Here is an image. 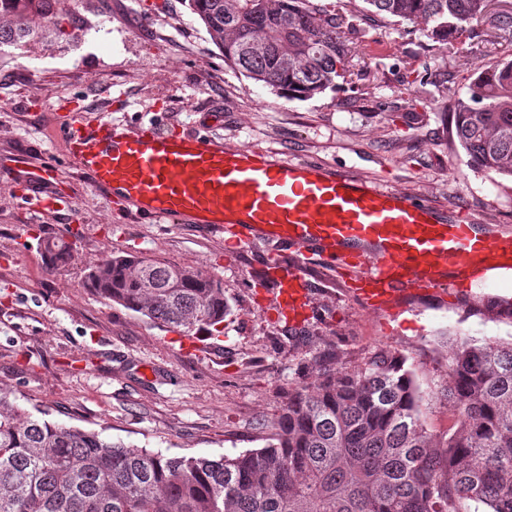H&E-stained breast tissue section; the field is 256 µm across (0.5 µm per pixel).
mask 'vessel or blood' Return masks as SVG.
<instances>
[{
	"mask_svg": "<svg viewBox=\"0 0 512 512\" xmlns=\"http://www.w3.org/2000/svg\"><path fill=\"white\" fill-rule=\"evenodd\" d=\"M63 135L93 187L127 209L227 231L238 246L265 239L282 247L272 284L287 313L305 309L304 268L320 261L349 272L357 296L380 309L512 274L511 229L487 228L463 208L443 216L348 170L229 149L155 123H71Z\"/></svg>",
	"mask_w": 512,
	"mask_h": 512,
	"instance_id": "obj_1",
	"label": "vessel or blood"
}]
</instances>
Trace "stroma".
Here are the masks:
<instances>
[{
	"label": "stroma",
	"instance_id": "stroma-1",
	"mask_svg": "<svg viewBox=\"0 0 512 512\" xmlns=\"http://www.w3.org/2000/svg\"><path fill=\"white\" fill-rule=\"evenodd\" d=\"M59 11L82 25L81 36L33 45L0 69V389L31 413L113 442L218 457L262 447L289 390L317 377L319 357L352 367L387 346L414 363L426 420L445 428L438 392L449 346L512 338L501 285L453 300L427 295L386 315L353 299L334 264H320L305 273L309 315L288 324L263 283L272 244L233 250L229 233L124 212L70 162L62 128L95 122L86 103L98 96L126 128L158 121L228 148L336 166L512 228V177L470 166L450 108L467 97L477 67L512 60V36L495 37L482 22L443 52L418 25L372 20L350 39L358 75L302 101L225 63L186 0H60ZM43 168L59 174L69 208L30 211L27 180ZM59 235L77 248L52 271L37 242ZM115 252L221 281L230 312L220 337L194 348L193 336L86 288L89 267Z\"/></svg>",
	"mask_w": 512,
	"mask_h": 512
}]
</instances>
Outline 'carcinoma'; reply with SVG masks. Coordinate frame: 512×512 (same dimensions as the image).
I'll list each match as a JSON object with an SVG mask.
<instances>
[{"label":"carcinoma","mask_w":512,"mask_h":512,"mask_svg":"<svg viewBox=\"0 0 512 512\" xmlns=\"http://www.w3.org/2000/svg\"><path fill=\"white\" fill-rule=\"evenodd\" d=\"M58 0H0V58L67 35ZM224 60L298 100L354 75L357 12L318 0H187ZM369 12L425 27L448 48L483 22L489 0H364ZM37 15L43 29L28 18ZM455 136L480 171L512 177V61L477 69L452 106ZM47 266L75 247L44 237ZM86 286L186 335L219 331L224 286L150 256L112 255ZM318 378L288 391L261 448L218 458L166 456L95 431L35 417L0 391V512H512V341L462 339L448 349V428L430 430L414 365L376 347L349 368L319 361Z\"/></svg>","instance_id":"obj_1"}]
</instances>
